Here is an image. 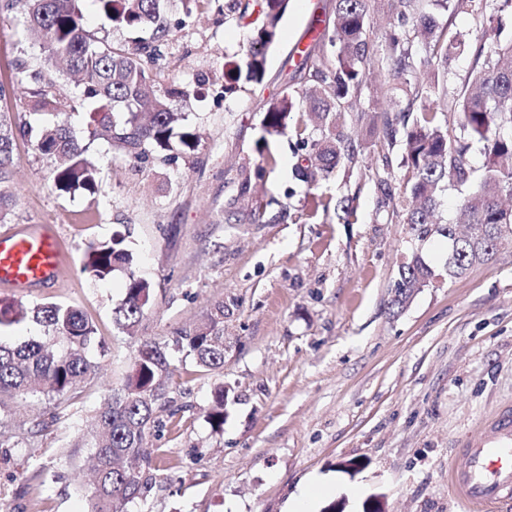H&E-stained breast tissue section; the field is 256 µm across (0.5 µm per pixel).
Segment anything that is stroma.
Listing matches in <instances>:
<instances>
[{
    "mask_svg": "<svg viewBox=\"0 0 512 512\" xmlns=\"http://www.w3.org/2000/svg\"><path fill=\"white\" fill-rule=\"evenodd\" d=\"M0 0V81L17 60L41 63L38 42L22 40L18 14ZM336 0H291L279 41L268 53L265 86L232 98L201 96L185 105L201 135L176 163L144 167L104 140L89 156L100 170L96 193H62L51 185L52 158L16 140L0 188L13 196L0 233L22 224L51 225L64 273L51 288L21 294L0 287V308L64 303L80 308L106 344L99 383L58 407L13 399L0 407V512H86L89 449L81 438L104 399L119 386L141 341L172 342L224 306V368L177 365L167 380L163 428L146 433L152 479L146 498L127 512H457L448 461L460 440L476 436L500 404L512 402V241L487 262L449 279L444 238L418 242L403 218L410 173L402 141L374 126L387 86L399 109L413 98L404 76L367 75L342 122L352 145L326 179L295 178L285 135L271 136L277 166L252 188L266 204L262 222L239 194L261 165V121L268 98L302 90L306 70L294 52L312 13L332 16ZM426 7L459 44L449 66L413 45V63L429 86L456 97L471 83L477 48L512 39V13L494 30L475 0H428ZM250 28L235 15L203 11L174 30L161 72L192 84L221 76L224 58L243 54ZM294 195H287V187ZM329 201L306 215L307 194ZM352 198L350 221L339 201ZM121 234L138 275L152 285L134 334L115 322L125 280L90 279L81 268L89 244ZM419 250L435 278L401 313L388 302L398 270ZM228 388L224 427L208 420L212 390ZM318 495L303 498L309 487Z\"/></svg>",
    "mask_w": 512,
    "mask_h": 512,
    "instance_id": "35a3bbf8",
    "label": "stroma"
}]
</instances>
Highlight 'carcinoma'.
<instances>
[{
	"label": "carcinoma",
	"mask_w": 512,
	"mask_h": 512,
	"mask_svg": "<svg viewBox=\"0 0 512 512\" xmlns=\"http://www.w3.org/2000/svg\"><path fill=\"white\" fill-rule=\"evenodd\" d=\"M166 0H9L18 8L23 32L41 40L42 66L31 70L18 63L14 77L0 82V101L29 95L31 109L42 114L83 112L88 115L85 137L74 135L65 121H55L25 136H35L34 147L42 155L55 157L53 187L64 193L82 190L93 194L98 188V170L88 158L90 145L106 139L128 158L145 163L151 156L175 162L198 145V135L185 124L177 103H185L210 87L209 76L200 75L191 90L175 80L162 83L155 65L162 59L161 47L173 30L203 9L217 15L233 13L248 20L251 37L244 55L224 58L218 94L228 98L246 85L260 86L267 77L268 52L280 38L281 22L290 0H183V17L173 22ZM374 0H336L333 19L325 22L316 41L328 54L313 65L311 85L298 95L284 92L266 103L260 140L263 165L276 164L268 137L288 129L290 114L307 113L304 125L296 126V140L311 148V155L296 163L304 182L331 174L341 159L350 154L351 139L340 124L343 101L358 93L366 72L387 68L393 74L410 67V40L397 28L407 20L397 17L389 34V53L375 58L370 53L371 5ZM417 14L414 35L424 41L433 58L448 66L453 44L436 34V22L422 12V0H397ZM92 5L103 25L124 28L132 37L126 44L96 40L86 29L84 16ZM487 58H482V55ZM473 88L459 94L455 107L464 136L452 138L441 124L437 100L429 99L417 109L413 120L394 113L397 88L388 87L387 108L381 132L395 139L403 132L405 164L411 172L404 223L415 239L433 236L448 240L445 266L448 278L463 275L471 266L489 259L503 240L501 227L512 226V135L501 134L512 126V42L476 51ZM0 110V175L13 162L15 135L6 127ZM482 145L483 164H470L471 144ZM465 187L452 220L439 217L442 194L449 187ZM82 271L98 281H108L120 272L125 277V296L115 308L116 323L129 330L143 318L151 297V284L137 275L133 253L118 234L108 242L90 244L85 250ZM434 278V270L419 251L411 252L399 266L391 308L403 310ZM30 321L43 327L48 341L30 340L16 347L0 345V401L6 397L36 401L61 400L76 394L98 379L99 362L90 355L96 330L77 307L37 304L20 309L14 321L0 320V327ZM175 350L208 370L224 368V305L215 308L210 320L175 341ZM175 366L169 346L155 340L141 342L124 384L107 388L105 403L93 418L92 431L83 439L91 449L94 482L89 490L88 512H125V505L144 497L152 488L140 461L146 432L156 423V406L165 399L166 379ZM210 424L224 425V387L214 395Z\"/></svg>",
	"instance_id": "1"
}]
</instances>
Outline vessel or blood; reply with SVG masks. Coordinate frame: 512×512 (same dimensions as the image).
<instances>
[{
	"label": "vessel or blood",
	"mask_w": 512,
	"mask_h": 512,
	"mask_svg": "<svg viewBox=\"0 0 512 512\" xmlns=\"http://www.w3.org/2000/svg\"><path fill=\"white\" fill-rule=\"evenodd\" d=\"M61 248L46 224H27L0 234V286L24 293L56 283ZM450 484L476 512L512 506V405L499 407L481 434L467 440L448 463Z\"/></svg>",
	"instance_id": "1"
}]
</instances>
